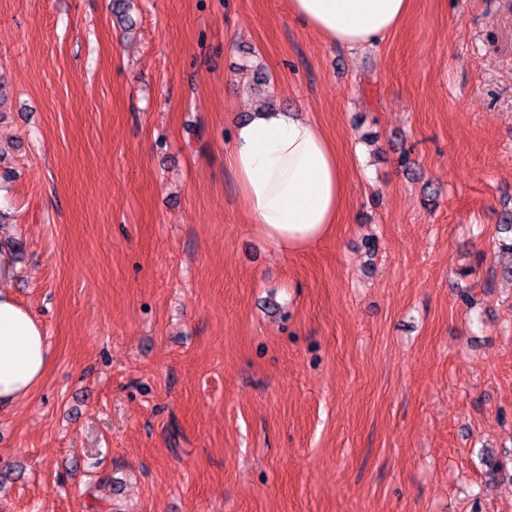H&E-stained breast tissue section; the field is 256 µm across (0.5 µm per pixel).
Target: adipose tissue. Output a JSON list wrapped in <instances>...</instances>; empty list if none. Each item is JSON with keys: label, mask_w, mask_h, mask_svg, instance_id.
<instances>
[{"label": "adipose tissue", "mask_w": 512, "mask_h": 512, "mask_svg": "<svg viewBox=\"0 0 512 512\" xmlns=\"http://www.w3.org/2000/svg\"><path fill=\"white\" fill-rule=\"evenodd\" d=\"M409 0H288L289 14L341 47L377 46L400 22ZM224 163L258 232L284 252L326 239L347 188L336 149L308 113L259 108L239 123ZM13 258L0 251V408L29 396L50 350L33 314L5 289Z\"/></svg>", "instance_id": "ef3b65f1"}]
</instances>
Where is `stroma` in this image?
<instances>
[{
	"label": "stroma",
	"instance_id": "stroma-1",
	"mask_svg": "<svg viewBox=\"0 0 512 512\" xmlns=\"http://www.w3.org/2000/svg\"><path fill=\"white\" fill-rule=\"evenodd\" d=\"M130 21L0 0V245L51 351L0 512H512V0H410L359 51L287 0ZM266 94L342 164L311 250L224 167Z\"/></svg>",
	"mask_w": 512,
	"mask_h": 512
}]
</instances>
